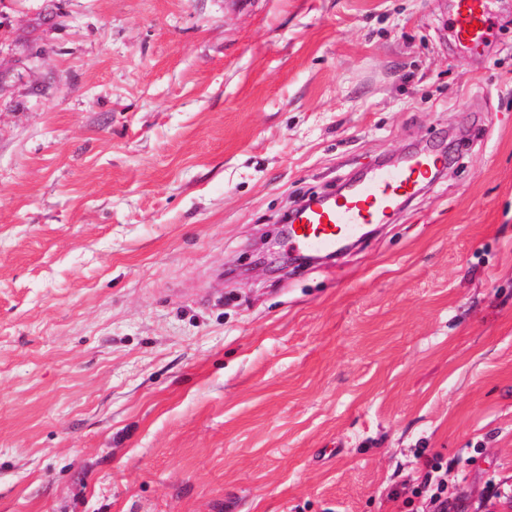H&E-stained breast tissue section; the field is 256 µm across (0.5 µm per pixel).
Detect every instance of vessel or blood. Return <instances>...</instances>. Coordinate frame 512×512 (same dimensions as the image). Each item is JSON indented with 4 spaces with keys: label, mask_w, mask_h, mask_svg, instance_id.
Listing matches in <instances>:
<instances>
[{
    "label": "vessel or blood",
    "mask_w": 512,
    "mask_h": 512,
    "mask_svg": "<svg viewBox=\"0 0 512 512\" xmlns=\"http://www.w3.org/2000/svg\"><path fill=\"white\" fill-rule=\"evenodd\" d=\"M451 25L461 46L481 47L490 28L488 0H453ZM435 164L434 156L422 155L398 168L376 169L350 193L320 208L296 211L290 238L303 250L335 252L363 225L381 223L399 199L415 192Z\"/></svg>",
    "instance_id": "obj_1"
}]
</instances>
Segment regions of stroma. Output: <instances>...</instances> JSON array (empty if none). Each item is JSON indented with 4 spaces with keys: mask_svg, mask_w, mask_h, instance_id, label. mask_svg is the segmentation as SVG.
<instances>
[{
    "mask_svg": "<svg viewBox=\"0 0 512 512\" xmlns=\"http://www.w3.org/2000/svg\"><path fill=\"white\" fill-rule=\"evenodd\" d=\"M0 0V512H411L512 476V0ZM447 170L336 258L280 219ZM399 499H390L391 491ZM488 1L453 0L452 28L458 43L471 51L481 47L487 39L490 28ZM440 456H433L426 460L429 468L423 484L413 490L416 498H419V506L412 511L416 512H479L496 511L488 506L496 503H507L512 506L511 477L508 481L489 479L483 487L480 503L475 510H468L463 498L455 489L448 486V476L452 470V463H442ZM510 482V483H509Z\"/></svg>",
    "mask_w": 512,
    "mask_h": 512,
    "instance_id": "35a3bbf8",
    "label": "stroma"
}]
</instances>
